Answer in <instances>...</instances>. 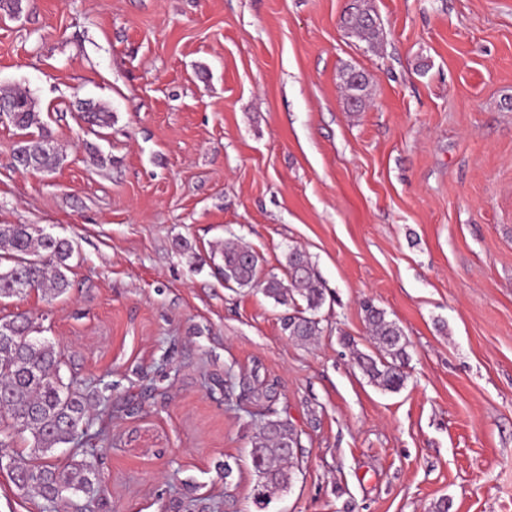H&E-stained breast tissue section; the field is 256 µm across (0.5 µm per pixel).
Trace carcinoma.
<instances>
[{"mask_svg": "<svg viewBox=\"0 0 512 512\" xmlns=\"http://www.w3.org/2000/svg\"><path fill=\"white\" fill-rule=\"evenodd\" d=\"M368 6L356 0L344 16L343 24L363 40L376 38L377 30L367 20ZM348 99L362 100L369 80L351 71L343 74ZM0 101L10 107L8 118L20 130L35 128L38 135L20 142L13 160L27 171L51 172L61 161V153L45 128L37 101L27 92H5ZM81 118L92 126H108L112 112L104 103H78ZM72 252L71 243L30 224H0V299L36 290L56 298L70 286L65 273ZM221 262L215 274L229 287L262 288L263 294L290 309L281 319L283 332L291 339L308 343L320 335L316 313L326 301V289L307 256L291 249L286 257L288 278L262 275L260 256L238 239L220 243ZM375 352L355 353V361L368 382L383 391L398 392L406 382L408 360L403 330L386 312L371 303L364 304ZM14 335L22 339L15 346L0 347V447L22 440L29 456L17 453L9 458L15 486L26 495L46 501L66 500L88 494L98 484L96 463L73 460L64 468L50 461L55 449L76 442L87 434L90 396L82 383H64L60 376L62 360L55 345L37 335L28 316L18 314L8 321ZM298 443V434L286 420L270 419L254 435L251 465L256 476L254 499L263 503L288 488L294 477L287 448Z\"/></svg>", "mask_w": 512, "mask_h": 512, "instance_id": "obj_1", "label": "carcinoma"}]
</instances>
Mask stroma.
I'll use <instances>...</instances> for the list:
<instances>
[{
	"mask_svg": "<svg viewBox=\"0 0 512 512\" xmlns=\"http://www.w3.org/2000/svg\"><path fill=\"white\" fill-rule=\"evenodd\" d=\"M23 0L0 90L36 98L65 160L23 172L0 119V224L71 240L70 288L0 300L108 408L55 463L97 462L93 512H512V0ZM368 74L351 108L342 75ZM103 101L108 128L77 105ZM236 238L327 290L311 344L215 275ZM408 378L371 385L363 304ZM291 422L290 489L253 500L251 440ZM235 462L225 480L224 462ZM355 2L356 3L352 4L348 8L343 19V24L359 38L372 41L377 36V30L373 25L376 24V21L371 17L370 20L373 24L369 23L367 20V15L369 13L368 6L363 3V1L357 0ZM364 311L375 353L356 352V364L369 383L383 391L398 392L407 379L404 367L408 352L403 330L371 303L364 304Z\"/></svg>",
	"mask_w": 512,
	"mask_h": 512,
	"instance_id": "35a3bbf8",
	"label": "stroma"
}]
</instances>
